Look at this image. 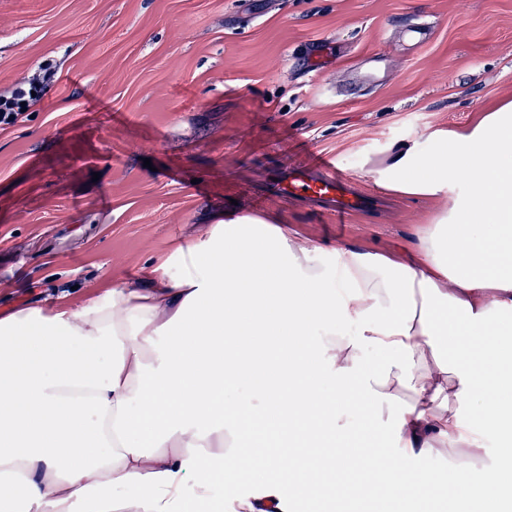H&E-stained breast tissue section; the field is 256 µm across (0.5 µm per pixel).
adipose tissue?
<instances>
[{
    "label": "adipose tissue",
    "mask_w": 512,
    "mask_h": 512,
    "mask_svg": "<svg viewBox=\"0 0 512 512\" xmlns=\"http://www.w3.org/2000/svg\"><path fill=\"white\" fill-rule=\"evenodd\" d=\"M428 139L371 171L400 196L448 200L399 251L341 244L328 263L287 225L242 215L157 259L144 286L0 314V502L182 512L187 483L203 500L219 476L233 512H295L290 481L347 503L367 493L362 468L423 512L406 486L437 478L416 461L483 450L467 414L511 441L512 101ZM239 382L251 395H229ZM358 414L388 448L358 450ZM448 473L457 498L500 512L511 468Z\"/></svg>",
    "instance_id": "1"
}]
</instances>
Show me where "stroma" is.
Returning <instances> with one entry per match:
<instances>
[{"label":"stroma","mask_w":512,"mask_h":512,"mask_svg":"<svg viewBox=\"0 0 512 512\" xmlns=\"http://www.w3.org/2000/svg\"><path fill=\"white\" fill-rule=\"evenodd\" d=\"M43 62L58 80L0 131L1 313L143 284L226 214H266L327 253L409 245L447 199L396 196L369 170L512 101V0H0V91ZM316 154L378 206L339 217L272 191ZM472 424L484 452L461 459L469 477L512 464ZM422 465L437 474L425 512H479L445 459Z\"/></svg>","instance_id":"35a3bbf8"}]
</instances>
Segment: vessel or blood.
<instances>
[{
	"instance_id": "1",
	"label": "vessel or blood",
	"mask_w": 512,
	"mask_h": 512,
	"mask_svg": "<svg viewBox=\"0 0 512 512\" xmlns=\"http://www.w3.org/2000/svg\"><path fill=\"white\" fill-rule=\"evenodd\" d=\"M276 187L282 194L291 197L324 199L341 215L358 211L367 204L366 198L349 193L343 174L330 169L317 177L312 176L308 169H296L281 178Z\"/></svg>"
}]
</instances>
